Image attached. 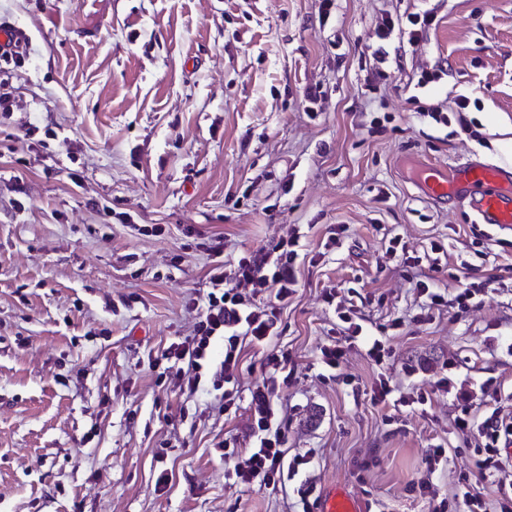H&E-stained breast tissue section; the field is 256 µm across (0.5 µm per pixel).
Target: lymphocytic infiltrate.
I'll use <instances>...</instances> for the list:
<instances>
[{
	"label": "lymphocytic infiltrate",
	"instance_id": "f902f5d3",
	"mask_svg": "<svg viewBox=\"0 0 512 512\" xmlns=\"http://www.w3.org/2000/svg\"><path fill=\"white\" fill-rule=\"evenodd\" d=\"M431 23L428 15L414 14L404 22L386 17L377 29L376 58L385 59V44L393 35L406 37L413 45L421 40ZM298 247V240L291 238L279 241L269 253L242 257L229 279L224 276L223 266L212 268L206 291L189 302L190 309L197 313L192 334L171 343L166 352L167 359L186 364L183 385L188 391H196L201 383L207 382L220 392L225 409L237 407L235 372L242 356V343L247 340L261 346L275 334L276 306L287 303L295 291ZM246 285L260 293L273 291L275 305L260 311L251 309L242 292ZM219 339L224 342V359L216 367L212 364V345ZM267 363L271 368L268 377L250 391L254 444L244 453L225 450L224 458L232 464L230 475L236 484H258L276 490L285 486L309 460L303 456L288 457L285 436L274 425L273 399L288 382V358L271 354ZM455 427L474 439L479 454L477 477L465 474L458 481L457 505L461 512H489L477 481L486 477L503 479L512 472V456L505 450L507 442L512 441V413L499 406L479 420L465 412L456 417Z\"/></svg>",
	"mask_w": 512,
	"mask_h": 512
}]
</instances>
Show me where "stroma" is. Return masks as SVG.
Listing matches in <instances>:
<instances>
[{
    "mask_svg": "<svg viewBox=\"0 0 512 512\" xmlns=\"http://www.w3.org/2000/svg\"><path fill=\"white\" fill-rule=\"evenodd\" d=\"M416 13L433 17L421 41L378 62L383 17ZM1 23L24 61L0 60V512H298V488L333 483L367 512H427L411 486L435 445L452 498L478 458L455 416L512 393V230L426 200L405 165L512 164V0H0ZM425 70L440 76L421 88ZM295 235L298 285L276 335L243 347L238 409L183 392L163 353L216 260ZM418 269L452 296L485 290L419 322ZM331 288L365 318L335 371ZM271 353L290 372L275 424L309 460L276 491L224 460L253 444ZM383 378L391 400L373 402Z\"/></svg>",
    "mask_w": 512,
    "mask_h": 512,
    "instance_id": "35a3bbf8",
    "label": "stroma"
}]
</instances>
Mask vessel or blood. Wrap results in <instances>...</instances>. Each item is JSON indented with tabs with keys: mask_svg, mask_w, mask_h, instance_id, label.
I'll list each match as a JSON object with an SVG mask.
<instances>
[{
	"mask_svg": "<svg viewBox=\"0 0 512 512\" xmlns=\"http://www.w3.org/2000/svg\"><path fill=\"white\" fill-rule=\"evenodd\" d=\"M418 185L430 201L450 199L469 202L479 223L512 229V164H492L472 157L452 169L425 163L416 166ZM320 512H365L345 488L331 486L320 497Z\"/></svg>",
	"mask_w": 512,
	"mask_h": 512,
	"instance_id": "1",
	"label": "vessel or blood"
}]
</instances>
